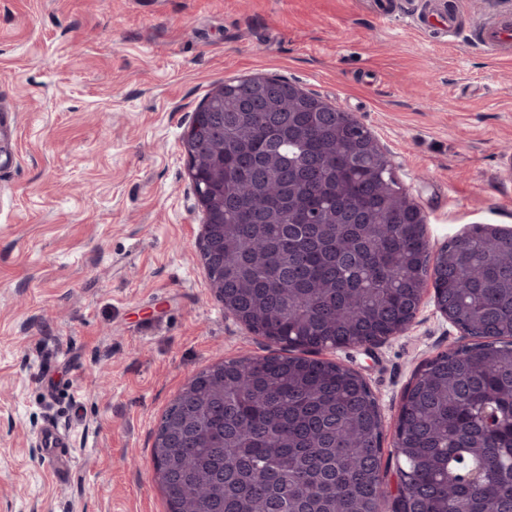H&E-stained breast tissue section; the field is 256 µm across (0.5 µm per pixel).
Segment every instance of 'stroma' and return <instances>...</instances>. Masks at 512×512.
<instances>
[{
  "instance_id": "35a3bbf8",
  "label": "stroma",
  "mask_w": 512,
  "mask_h": 512,
  "mask_svg": "<svg viewBox=\"0 0 512 512\" xmlns=\"http://www.w3.org/2000/svg\"><path fill=\"white\" fill-rule=\"evenodd\" d=\"M0 0V512H168L152 448L194 374L286 354L224 311L201 258L182 141L208 93L283 76L351 113L391 158L432 248L512 228V55L474 25L512 0ZM462 335L425 292L413 325L320 351L375 395L382 469L416 371ZM71 448L56 479L41 443ZM423 7V14L427 17L426 25L432 29H440L443 32H452L456 28V22L452 15L445 14L437 0H427Z\"/></svg>"
}]
</instances>
